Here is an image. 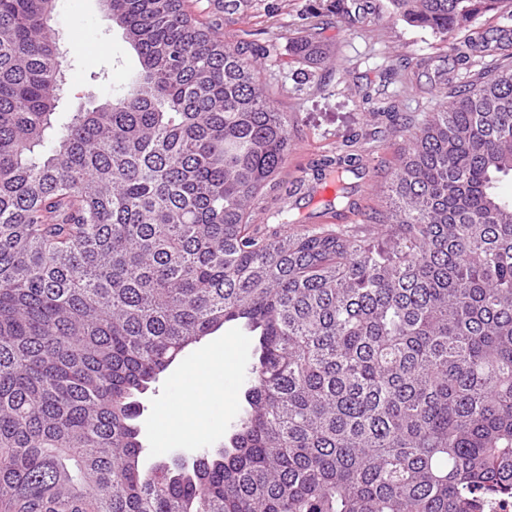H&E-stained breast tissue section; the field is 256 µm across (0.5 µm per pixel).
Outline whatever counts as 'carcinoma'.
I'll use <instances>...</instances> for the list:
<instances>
[{"label":"carcinoma","instance_id":"obj_1","mask_svg":"<svg viewBox=\"0 0 512 512\" xmlns=\"http://www.w3.org/2000/svg\"><path fill=\"white\" fill-rule=\"evenodd\" d=\"M446 34L512 0H388ZM140 69L63 121L55 0H0V512H480L512 497V67L464 75L386 209L263 232L291 119L188 0H106ZM359 155L322 160L337 185ZM249 409L145 464L137 396L224 324Z\"/></svg>","mask_w":512,"mask_h":512}]
</instances>
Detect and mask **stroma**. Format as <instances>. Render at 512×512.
<instances>
[{"mask_svg":"<svg viewBox=\"0 0 512 512\" xmlns=\"http://www.w3.org/2000/svg\"><path fill=\"white\" fill-rule=\"evenodd\" d=\"M329 3L253 0L248 10L228 15L224 0H189L204 24L222 33L247 34L260 54L266 89L274 103L293 117L288 159L265 189L267 197L286 198L297 207L299 223L278 225L281 233L322 231L318 216L325 203L306 199L299 179L311 176L321 155L349 141L355 142L362 156L356 196L361 210L372 213L385 207V163L404 153L425 113L442 104L439 77L452 69L453 48L468 36L464 30L452 31L443 40L431 29L389 17L384 11L347 22L329 13ZM50 28L62 52L65 74L58 106L61 117L110 99L136 76L138 57L100 0H57ZM303 35L315 38L321 59L295 55L294 45ZM390 106L407 117L403 131L390 127L386 113ZM220 342L231 348L234 366L224 374L223 390L204 399L208 414L191 447H161L156 430L159 407L183 398L192 386L190 377L181 373L183 364H173L140 395L142 413L137 423L147 464L168 463L181 456L190 459L223 448L243 415L246 378L254 360L253 333L240 324L225 325L196 344L187 360L195 361Z\"/></svg>","mask_w":512,"mask_h":512,"instance_id":"1","label":"stroma"}]
</instances>
